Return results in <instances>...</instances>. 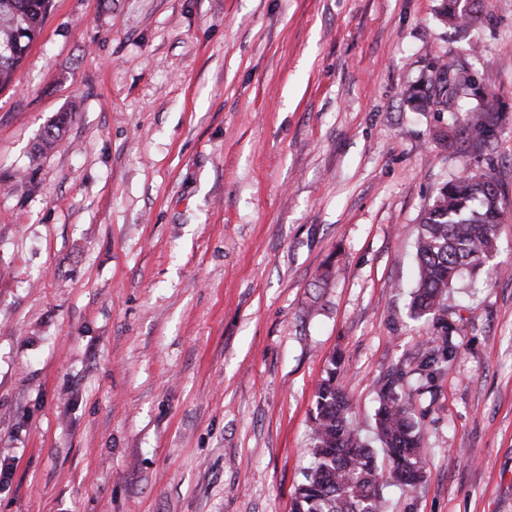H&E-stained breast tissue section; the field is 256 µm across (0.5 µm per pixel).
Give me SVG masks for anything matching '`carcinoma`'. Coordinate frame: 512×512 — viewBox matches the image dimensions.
I'll return each mask as SVG.
<instances>
[{
  "label": "carcinoma",
  "mask_w": 512,
  "mask_h": 512,
  "mask_svg": "<svg viewBox=\"0 0 512 512\" xmlns=\"http://www.w3.org/2000/svg\"><path fill=\"white\" fill-rule=\"evenodd\" d=\"M52 0H0V90L42 31ZM481 0H447L443 16L471 23L479 17ZM437 82L417 96L421 106L448 107V71L454 62L435 63ZM73 112H60L41 134L39 151L51 149ZM494 99L483 96L478 109L456 118L476 151L489 145L497 125ZM504 224L501 191L490 171L464 167L439 189L423 210L415 240L417 283L410 293L415 317L442 315L447 301L467 272L481 269L496 250ZM409 371L398 368L380 388L374 410V441L362 434L340 382L341 359L333 356L316 391L311 413L309 451L312 462L296 486L291 512H385L384 487L396 482L417 486L426 474L428 450L423 446L414 395L400 390L407 374L422 387L449 369L459 355L448 325L443 335L427 341ZM389 466L383 475L379 455Z\"/></svg>",
  "instance_id": "carcinoma-1"
}]
</instances>
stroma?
Instances as JSON below:
<instances>
[{"mask_svg": "<svg viewBox=\"0 0 512 512\" xmlns=\"http://www.w3.org/2000/svg\"><path fill=\"white\" fill-rule=\"evenodd\" d=\"M451 58L477 89L420 108ZM466 165L503 185L501 274L448 300L427 474L387 512H512V0L465 28L442 0H53L0 91V512H290L329 358L367 430L436 335L414 241ZM493 98L487 95L482 97V104L472 113L456 116V121L463 124V129L468 132L471 147L475 151H482L489 145L490 138L497 125L498 112ZM73 112H61L47 125L41 134L39 151L52 149L55 144L61 140V132L65 126L71 121Z\"/></svg>", "mask_w": 512, "mask_h": 512, "instance_id": "1", "label": "stroma"}]
</instances>
